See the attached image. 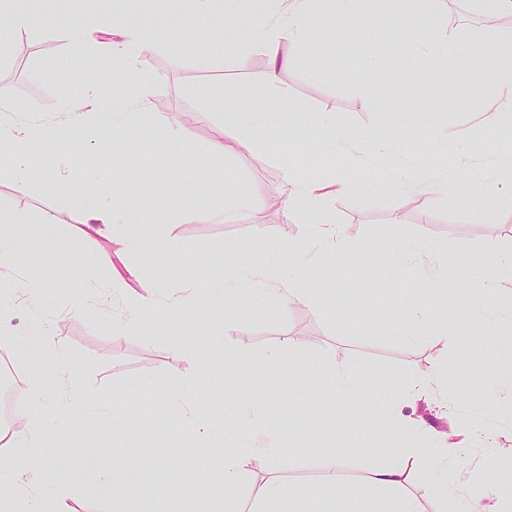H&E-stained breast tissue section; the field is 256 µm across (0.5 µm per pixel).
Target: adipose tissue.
I'll return each mask as SVG.
<instances>
[{"mask_svg": "<svg viewBox=\"0 0 512 512\" xmlns=\"http://www.w3.org/2000/svg\"><path fill=\"white\" fill-rule=\"evenodd\" d=\"M381 0H278V8L253 19V40L266 57L264 92L279 108V124L295 127L303 123L314 125L323 145L337 147L346 136L340 131L335 113H307L278 85L280 72L287 67L288 58L282 51L284 43H305L309 40L312 22L317 13L335 9L336 28L344 31L355 24L373 27ZM89 24L103 28L108 36L106 48L113 58L112 92L101 98L97 88L86 91L94 106L82 110L66 105L62 112L46 119H34L0 101V167L7 169L16 188L27 191L39 186L45 193L76 210L83 224L84 235L107 236L123 247L133 244L134 226L154 224L151 215L139 214L140 193L132 188L112 190L108 173L102 169L86 170L74 176L67 168L57 167L47 173L33 170L27 161L26 147L51 143L59 155H67L72 142L84 143L95 150L98 142L89 138L88 130L101 134H117L143 125L148 110V59L155 44L159 20H146L129 27L120 14H98ZM213 137L209 144L211 154L221 156L256 145L269 137L273 129L264 107L225 105L212 112ZM285 192L280 203L301 214L321 208L326 201L350 191L349 183L338 180L323 183L314 177H297L294 170L284 168ZM499 275L478 283L469 294L472 314L463 333L466 340L493 331L499 322V309L483 305L482 300L498 291L502 279L512 278V253L500 255ZM232 281L246 286L251 295L274 293L287 303H311L312 289L291 282L274 268L260 262H237L231 269ZM142 294L125 296L124 328L138 327L145 310H163L178 314L187 309L197 294L195 284H184L178 294L156 296L151 283H144ZM31 404L23 411L22 421L13 426L0 422V469L15 470L29 458L34 449L45 447L49 438L58 432L55 417L44 413L40 403L44 387L38 374L28 378ZM241 415L235 426L245 440L244 446L222 449L216 466L224 479V497L239 495L245 484V464L254 457L277 460L281 450V430L271 422L260 419L257 396L246 392L239 398ZM383 435L389 436L390 454L397 456L398 464L374 468L368 482L374 490L367 512H420L417 502L405 491L412 467L426 464L447 471L449 464L458 462L460 449L449 446L444 435L430 434L419 419L403 416L395 403H388L380 422ZM95 491L110 501L120 503L121 512H176L180 498L178 488L157 487L146 483H129L119 475L98 472L93 478ZM439 512H512V495L506 489L488 488L486 492L464 495L452 489L443 490Z\"/></svg>", "mask_w": 512, "mask_h": 512, "instance_id": "ef3b65f1", "label": "adipose tissue"}]
</instances>
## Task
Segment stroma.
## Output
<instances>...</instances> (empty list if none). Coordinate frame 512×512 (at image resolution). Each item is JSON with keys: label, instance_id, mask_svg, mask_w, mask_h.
<instances>
[{"label": "stroma", "instance_id": "35a3bbf8", "mask_svg": "<svg viewBox=\"0 0 512 512\" xmlns=\"http://www.w3.org/2000/svg\"><path fill=\"white\" fill-rule=\"evenodd\" d=\"M10 6L34 9L36 20L24 32L23 45L0 60V99L18 103L30 114H52L60 111L64 95L81 96L88 84L111 72V61L90 49L104 41L102 31L87 29L81 48L61 36L57 0L34 5L11 0ZM437 8L451 17L448 34L463 48L424 84L416 71L401 69L398 60L412 56L410 41L428 29L427 15L412 29L387 11L373 32L355 27L341 34L325 17L315 22L310 44L285 48L290 61L280 83L290 96L306 110L335 113L350 132L372 134L374 147L357 144L332 152L320 145L315 128L304 127L222 158L207 150L212 123L200 107L208 99L259 103L266 62L251 39L252 15L228 20L219 8L200 19L192 16L187 0H169L161 43L149 56L146 125L125 132L119 151L92 154L75 146L68 161L77 173L106 169L114 187L137 184L144 208L168 220L176 253L146 242L114 256L105 238L79 234L78 214L39 188L18 191L9 177L0 175V208L37 216L27 230L45 242L34 248L16 241L14 264L0 268V283L29 275L46 294L37 305L28 304L19 292L0 295V350L25 374L52 343L65 346V363L45 364L41 378L47 414L60 411L62 376H69L79 393L69 409L74 430L63 455L76 488L74 512H109V500L89 488L92 477L83 467L87 460L178 487L179 512H195L206 497L223 499V479L210 449L234 442L224 428L238 419L237 399L246 389L260 396L259 409L266 418L284 427L277 461H247L250 486L272 474L287 496L299 486L321 487L323 460L338 448L340 474L352 489L345 508L365 512L372 495L370 470L396 458L380 445V400L368 396L347 405L337 399L331 374L339 364L356 367L360 384L393 398L399 395L391 386L394 379L427 382L421 397L400 400L403 413L423 419L432 431L447 433L449 443L464 451L466 476H478L491 460L501 476H512V358L504 353L512 343V320L474 346L431 337L407 347L399 336L403 316L430 304V285L416 265L405 266L395 277L384 268L385 258L425 241L435 245L447 258L454 283L435 316L441 322L464 323L470 313L468 290L480 276L494 272L499 254L512 252V197L467 190L431 204L421 191L444 179L466 182L472 164L512 165V128L493 117L496 101L508 95L497 86L494 68L511 45L503 34L512 30V21L487 19L474 0H439ZM426 102L437 108L435 119L458 132L456 141L446 143L430 134L432 118L419 112ZM286 163L301 177L352 183V191L326 204L324 217L347 239L361 242V250L336 254L318 239L298 255L278 249V241L303 237L312 222L311 216L277 203ZM400 172L416 179L419 190L391 193L389 180ZM195 179L201 183L195 195L174 196L176 185ZM234 193L251 195L261 204L255 222L227 223L217 216L197 221V212L216 214ZM395 212L401 223H391ZM229 250L313 288L317 304L289 306L275 296L255 302L248 293L228 292ZM128 266L160 291L192 282L202 296L181 314L151 311L139 328L118 332L115 323L124 316V307L117 299L103 305L100 296L113 271ZM139 278H126L128 292L139 291ZM180 337L190 340L191 349L171 351ZM288 337L298 343L295 354L269 374L268 356ZM219 346L244 349L249 357L236 373L220 364L211 374L198 376L196 353ZM441 365L448 369L447 381L431 382ZM189 379L195 382L190 398L210 426L204 439L184 429L167 405L169 393ZM446 400L454 412L444 417L437 408ZM113 404L126 405L137 416L152 409L158 422L151 428L135 425L129 433L112 431L100 424L98 411ZM471 425L493 433L494 442L485 444L470 435ZM53 477L50 463L42 461L0 471V486L15 488L20 512H26L33 486L48 485ZM250 486L222 512H251Z\"/></svg>", "mask_w": 512, "mask_h": 512}]
</instances>
